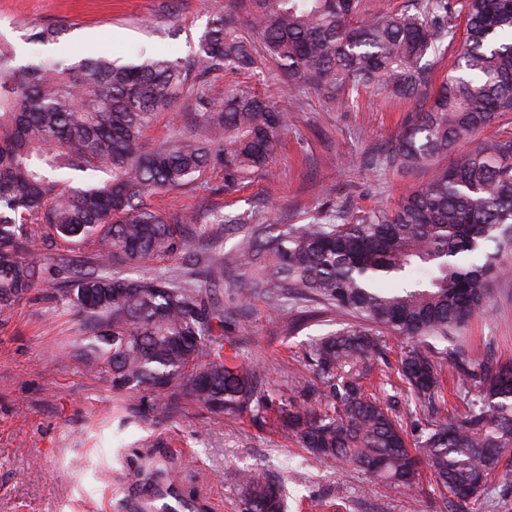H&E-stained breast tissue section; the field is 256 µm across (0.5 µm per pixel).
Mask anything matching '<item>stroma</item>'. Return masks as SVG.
I'll return each mask as SVG.
<instances>
[{"mask_svg":"<svg viewBox=\"0 0 512 512\" xmlns=\"http://www.w3.org/2000/svg\"><path fill=\"white\" fill-rule=\"evenodd\" d=\"M229 2L0 0V41L14 46L20 65H67L96 54L119 63L141 55L184 60ZM43 26L61 27L56 43L30 41ZM242 81L288 114L271 175L228 192L205 186L153 198L166 214L195 212L189 232L199 257L228 252L245 235L214 223V211L247 213L251 228L275 234L337 206L354 217L394 206L428 180L425 168L401 176L377 165L412 103L366 93L349 101L311 91L289 97L268 64ZM53 252L50 243H36L42 290L0 310V512H132L145 488L129 471L147 451L191 462L183 488L202 498L205 512H242L237 485L244 471L279 477L288 491L287 512H436L438 493L429 480L405 493L313 457L282 431L278 410L311 379L309 348L330 329L320 304L299 300L279 308L258 297L225 325V360L263 375L271 404L261 417L227 416L183 400L158 416L149 410V392L114 391L111 377L88 373L72 357L80 326L51 298L68 277L52 262ZM453 337L468 362L512 363V274L493 280L487 315ZM383 340L370 390L417 436L431 413L397 374L407 340L388 333Z\"/></svg>","mask_w":512,"mask_h":512,"instance_id":"stroma-1","label":"stroma"}]
</instances>
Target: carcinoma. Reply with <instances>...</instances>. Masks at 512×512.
Masks as SVG:
<instances>
[{"instance_id": "carcinoma-1", "label": "carcinoma", "mask_w": 512, "mask_h": 512, "mask_svg": "<svg viewBox=\"0 0 512 512\" xmlns=\"http://www.w3.org/2000/svg\"><path fill=\"white\" fill-rule=\"evenodd\" d=\"M234 2V12L212 17L186 63L98 56L14 67L0 43V309L38 292L31 246L48 241L72 272L54 299L79 321L73 356L85 370L112 376L115 390L152 392L158 415L184 399L257 417L269 407L262 375L224 363V321L234 310L210 306L195 281L230 284L241 304L318 299L355 322L316 341L315 380L288 399L283 426L313 456L402 491L416 489L424 465L439 512H470L512 452V363L472 366L444 343L488 312L491 281L512 271V137L475 139L512 112V0H416L395 12L381 0ZM460 17L454 73L432 91V58L454 42ZM260 57L289 96L364 90L421 103L383 164L401 175L429 167L430 179L392 209L356 219L337 210L270 238L254 230L180 276L122 275L188 248L193 215H163L152 196L212 179L231 190L269 175L288 113L248 86H226L219 97L208 83L214 71L251 72ZM181 95L198 128L183 130L173 112L176 134L148 144L156 116ZM465 141L473 143L466 154L439 164ZM72 243L89 256L72 255ZM385 331L412 342L398 374L435 414L412 447L400 416L363 388ZM446 366L468 397L461 415L440 408ZM168 476L156 461L141 481L156 489ZM239 490L245 512H284L278 484L246 472Z\"/></svg>"}]
</instances>
